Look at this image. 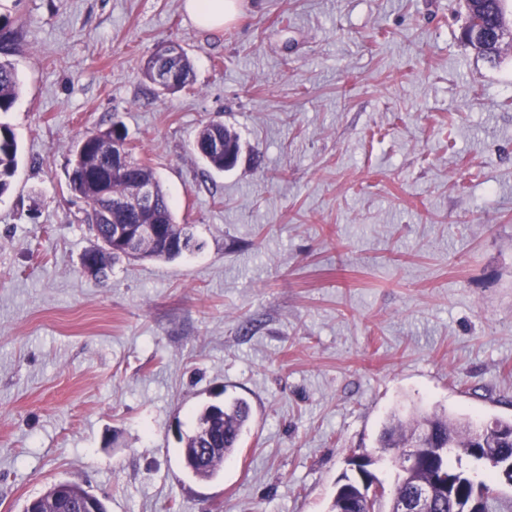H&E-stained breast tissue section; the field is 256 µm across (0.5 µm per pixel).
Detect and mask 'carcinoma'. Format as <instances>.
Instances as JSON below:
<instances>
[{
  "label": "carcinoma",
  "mask_w": 512,
  "mask_h": 512,
  "mask_svg": "<svg viewBox=\"0 0 512 512\" xmlns=\"http://www.w3.org/2000/svg\"><path fill=\"white\" fill-rule=\"evenodd\" d=\"M509 0H484L482 13L467 17V21L479 25L489 24L494 20L504 19ZM180 72L179 81L160 90L163 95L173 94L193 83L194 64L185 49H180V56L174 63ZM22 91V81L18 72L8 61L0 60V112L9 111ZM238 134L222 122L210 121L197 130L191 144L192 154L207 166L224 171L234 163H225V155L233 154L238 159L241 152ZM20 146L14 130L0 124V195L7 192L10 178L18 168ZM71 174L69 188L72 195L84 202V222L95 238L110 236L109 224H140L147 217L135 211L114 214L108 220L101 215L103 199L101 193L127 194L141 183H154L157 189L158 204L153 212L155 221L164 230L170 232L172 243L160 248L150 241L141 243V249L132 255L116 247L107 248L96 244L84 253L88 261L90 275L101 283L109 281L112 265L122 259H149L155 261H173L198 247L192 225L178 222L167 193L154 170L145 162L129 157L123 173L112 172V128L78 140L72 147ZM250 420V409L244 401L229 404H207L201 407L195 416L193 430L181 438L184 442L182 451L195 448L203 440L202 433H211L213 446L218 451L212 453L205 461L195 466L191 473L200 479L215 478L224 465V459L238 447L241 436ZM476 423L470 420L453 421L445 414L421 413L409 422L394 419L386 426L381 437L380 447L391 456L397 468L396 495L402 500H409L417 487L439 479L441 468L463 469L460 460L475 457L488 467L489 475L480 480L462 479L459 489L466 497H477L480 505L488 506L489 512H512V493L506 490L507 483H512V473L503 475L498 465L512 461V422L499 419L484 422L481 429H475ZM443 449L458 450L459 463L452 464L450 459H441L436 453ZM421 458V465L410 474L402 472L406 459L410 456ZM351 499L350 512H392L384 509L382 500H370L368 493L361 492V485L348 475L337 485L333 497L331 512H344L343 501ZM57 503L51 495L45 494L38 499L27 502L22 512H55Z\"/></svg>",
  "instance_id": "carcinoma-1"
}]
</instances>
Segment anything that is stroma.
I'll list each match as a JSON object with an SVG mask.
<instances>
[{"instance_id":"1","label":"stroma","mask_w":512,"mask_h":512,"mask_svg":"<svg viewBox=\"0 0 512 512\" xmlns=\"http://www.w3.org/2000/svg\"><path fill=\"white\" fill-rule=\"evenodd\" d=\"M0 0L23 82L0 123V512L73 482L107 512H329L391 414L512 420V40L463 0ZM173 40L195 81L155 94ZM234 168L191 153L206 122ZM122 123L201 250L82 272L73 143ZM241 398L219 477L186 469L200 404ZM183 7L201 29L215 30L239 17L236 0H184ZM505 32L506 29L504 22H501L493 30L488 29L486 27L474 29L465 27L463 38L470 45L474 44L479 47H485L489 43H501L506 34ZM220 144L221 149L216 148ZM225 148V151H224ZM241 141L238 134L223 122L210 121L197 130L191 144L192 154L210 168L217 171L228 170L237 162L241 152ZM233 153V161L226 164V154ZM20 158V146L14 130L0 124V195L7 192L10 186V178L18 168Z\"/></svg>"}]
</instances>
